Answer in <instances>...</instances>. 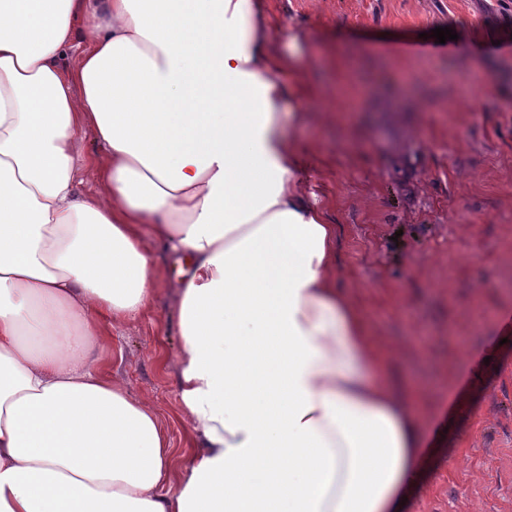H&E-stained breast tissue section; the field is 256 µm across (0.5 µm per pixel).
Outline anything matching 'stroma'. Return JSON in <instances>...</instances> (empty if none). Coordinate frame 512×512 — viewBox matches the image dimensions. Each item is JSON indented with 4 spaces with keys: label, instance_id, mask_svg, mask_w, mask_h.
I'll use <instances>...</instances> for the list:
<instances>
[{
    "label": "stroma",
    "instance_id": "stroma-1",
    "mask_svg": "<svg viewBox=\"0 0 512 512\" xmlns=\"http://www.w3.org/2000/svg\"><path fill=\"white\" fill-rule=\"evenodd\" d=\"M251 4L303 88L279 109L302 115L289 134L336 226V286L392 349L387 385L418 395L406 512H512V0ZM147 248L155 300L100 358L157 411L178 463L181 266Z\"/></svg>",
    "mask_w": 512,
    "mask_h": 512
}]
</instances>
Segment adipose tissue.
<instances>
[{"label":"adipose tissue","instance_id":"ef3b65f1","mask_svg":"<svg viewBox=\"0 0 512 512\" xmlns=\"http://www.w3.org/2000/svg\"><path fill=\"white\" fill-rule=\"evenodd\" d=\"M268 39L249 0H0V512H243L257 484V512H403L424 437L336 286ZM148 236L190 268L178 468L96 355L157 291Z\"/></svg>","mask_w":512,"mask_h":512}]
</instances>
